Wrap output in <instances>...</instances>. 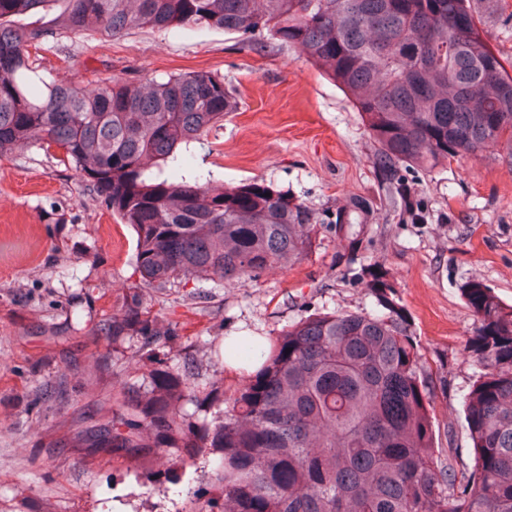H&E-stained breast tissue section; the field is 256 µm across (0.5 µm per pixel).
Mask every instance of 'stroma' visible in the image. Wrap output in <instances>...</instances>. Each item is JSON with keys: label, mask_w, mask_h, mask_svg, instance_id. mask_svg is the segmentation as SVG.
I'll use <instances>...</instances> for the list:
<instances>
[{"label": "stroma", "mask_w": 512, "mask_h": 512, "mask_svg": "<svg viewBox=\"0 0 512 512\" xmlns=\"http://www.w3.org/2000/svg\"><path fill=\"white\" fill-rule=\"evenodd\" d=\"M478 0L487 43L512 64V24L501 2ZM41 72L70 80L134 83L204 71L223 78L237 108L186 146L188 167L215 186L258 179L310 208L336 209L351 195L377 206V221L354 225L365 243L348 263L350 232L318 227L305 260L241 288L187 284L162 315L173 354L193 357L203 381L234 388L238 371L216 352L228 336H273L317 309H372L362 281L384 273L408 319L435 407L434 443L470 456L460 399L477 367L466 355L476 329L462 295L479 278L512 304V162L497 155L451 159L409 178L423 221L388 204L372 164L374 142L360 112L296 48L277 40L245 46L212 29H136L121 37H55L38 55ZM136 234L120 224L74 167L39 146L0 156V512H188L180 478L211 491V468H173L168 494L158 466L130 467L108 448L85 447L83 420L112 417V364L90 337L70 338L73 314L86 328L118 308L135 279ZM53 393L37 406L38 389Z\"/></svg>", "instance_id": "obj_1"}]
</instances>
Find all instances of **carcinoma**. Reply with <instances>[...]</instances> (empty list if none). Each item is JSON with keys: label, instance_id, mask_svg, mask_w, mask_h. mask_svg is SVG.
<instances>
[{"label": "carcinoma", "instance_id": "cac0c4a2", "mask_svg": "<svg viewBox=\"0 0 512 512\" xmlns=\"http://www.w3.org/2000/svg\"><path fill=\"white\" fill-rule=\"evenodd\" d=\"M42 14L37 24L19 18ZM150 27L215 28L301 48L348 94L376 144L390 205L421 221L407 174L455 157L512 158V73L486 42L472 0H0V155L56 147L137 236L139 281L96 336L112 337V420L83 430L122 463L220 450L216 494L189 486L191 512H512V305L471 279L479 366L464 396L469 466L433 441L431 373L409 323L374 274V312L318 311L263 340L224 343L242 382L211 423L218 387L195 384L187 356L160 351L172 329L152 311L190 282L244 287L309 254L319 224H370L351 196L319 216L262 180L212 190L146 174L189 163L181 146L234 111L224 79L61 80L39 72L54 36ZM193 405L189 411L187 405Z\"/></svg>", "mask_w": 512, "mask_h": 512}]
</instances>
